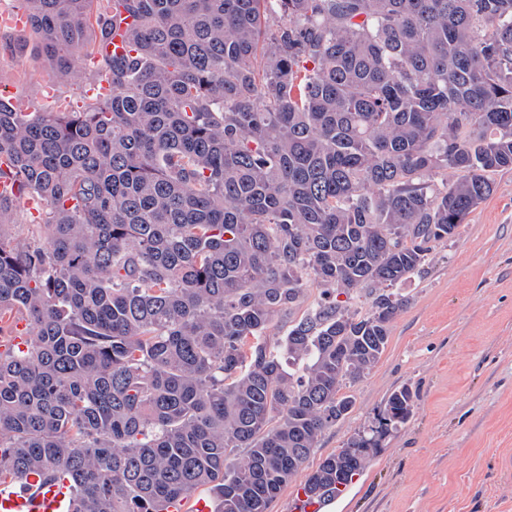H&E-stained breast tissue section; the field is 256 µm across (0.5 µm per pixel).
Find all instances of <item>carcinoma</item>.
<instances>
[{"label":"carcinoma","instance_id":"1","mask_svg":"<svg viewBox=\"0 0 512 512\" xmlns=\"http://www.w3.org/2000/svg\"><path fill=\"white\" fill-rule=\"evenodd\" d=\"M19 2L59 84L121 23L128 51L80 111L0 98V335L30 325L0 341V476H66L72 512L202 488L268 512L380 361L393 287L512 169V0ZM32 197L45 235L20 243ZM360 291L363 316L338 300ZM416 398L394 390L308 499L347 488ZM35 207L38 209V206H34L35 212H33L25 201L21 208L16 211L13 224L8 225L10 234L17 242L29 241L33 233L36 234L37 231H40L42 235L44 234L43 224L41 228L38 225L41 224V210H37Z\"/></svg>","mask_w":512,"mask_h":512}]
</instances>
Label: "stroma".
<instances>
[{
	"label": "stroma",
	"mask_w": 512,
	"mask_h": 512,
	"mask_svg": "<svg viewBox=\"0 0 512 512\" xmlns=\"http://www.w3.org/2000/svg\"><path fill=\"white\" fill-rule=\"evenodd\" d=\"M42 62L30 32L0 44L7 99L48 110ZM398 288L408 303L384 355L309 463L367 429L397 387L416 390L414 415L320 512H512V170Z\"/></svg>",
	"instance_id": "1"
}]
</instances>
